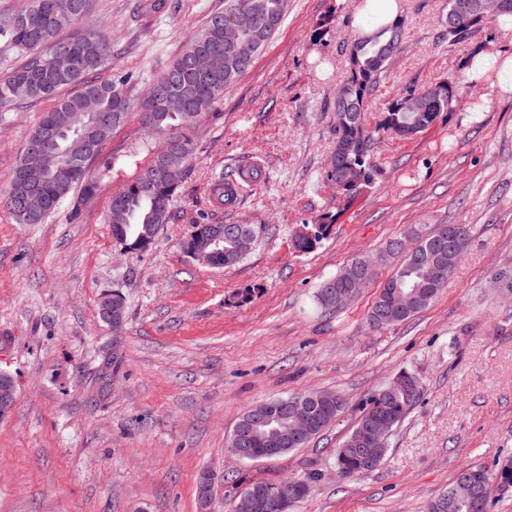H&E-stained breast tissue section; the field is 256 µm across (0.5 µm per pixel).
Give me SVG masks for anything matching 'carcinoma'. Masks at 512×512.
<instances>
[{
	"mask_svg": "<svg viewBox=\"0 0 512 512\" xmlns=\"http://www.w3.org/2000/svg\"><path fill=\"white\" fill-rule=\"evenodd\" d=\"M478 0H448L445 26L453 41L468 39L475 31L493 22L495 17L481 15ZM245 7L259 17L254 30H239L232 16ZM288 0H224V10L209 15L204 25L191 35L172 64L151 81L141 99L134 103L129 95L131 79L126 72L109 78L101 76L112 59V42L97 29L85 25L91 16V0H27L16 12L0 14V42L25 58L21 65L8 67L0 79V112L18 106L47 102L49 108L30 131L12 173L9 190L0 196V207L19 224H42L73 191L80 198L93 197L99 187L91 173V162L102 153L112 133L136 112L146 131L165 135L163 148L132 181L124 184L109 202L118 207L124 219L112 227V237L133 254H144L153 246L161 228L175 218L173 197L193 161V144L185 130L193 127L223 100L224 90L236 83L250 68L239 59V48L253 45L254 53L266 47L280 29ZM71 30L67 37L61 36ZM219 48L224 52V69L204 73L195 69L201 52ZM402 49V22L396 18L379 29L352 41L350 75L336 89V140L326 169L327 180L340 187V193L352 200L374 176L371 162L373 141L382 133L411 138L426 130L443 112L453 110L448 89L461 94V78L451 76L420 90H409L384 111L373 128L363 119L364 107L379 85L389 61ZM57 131L56 143L44 147L47 156L36 162L31 152L40 146L49 129ZM39 192L46 208L32 212L25 203L26 191ZM198 229L181 244L186 254L196 252L195 261L211 268H223L240 262L251 250L255 230L249 224H224L207 219L193 221ZM326 224L314 225L311 233L300 234L295 248L306 253L324 235ZM469 240V231L458 224H437L424 233L410 228L391 238L379 255L352 260L335 276L324 281L315 298L323 310H336V290L345 287L351 276L365 264L388 258L400 259L399 265L381 286L367 314L368 324L377 329L397 325L423 312L448 284V277L461 260ZM413 292L417 302L403 310L392 308L396 290ZM423 393L420 379L403 370L389 384L373 392L362 404L351 431L336 448V470L346 478L362 476L383 461L388 446L376 458L365 459L358 451L368 428L381 421L397 427ZM321 403L309 405L319 421L308 438L325 429L324 419L338 416L344 404L336 395L320 393ZM298 394L279 396L260 402L267 413L268 425L253 438L250 462L284 455L304 444L290 442L294 421L283 409V402ZM489 472L482 466L462 469L448 492L428 506V512H470L467 501L472 487L467 475ZM320 475L286 478L298 483V497L280 509L263 512H292L296 503L311 492ZM215 495V479L208 472L199 474L197 500Z\"/></svg>",
	"mask_w": 512,
	"mask_h": 512,
	"instance_id": "carcinoma-1",
	"label": "carcinoma"
}]
</instances>
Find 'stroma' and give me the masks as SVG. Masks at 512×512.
<instances>
[{"mask_svg":"<svg viewBox=\"0 0 512 512\" xmlns=\"http://www.w3.org/2000/svg\"><path fill=\"white\" fill-rule=\"evenodd\" d=\"M95 0L99 31L120 50L107 71H129L131 98L165 71L186 37L224 0ZM363 0H289L288 14L252 68L188 132L195 159L174 197L176 217L144 254L112 237L113 192L159 142L131 116L92 168L97 195L67 200L43 224L0 209V369L16 402L0 416V512H197L201 471L218 479L215 512H232L231 479L321 478L294 512H425L466 466L512 458V29L492 24L452 41L446 0H397L401 51L366 106L376 125L409 89L451 74L465 87L453 112L419 135L377 139L374 181L353 202L326 180L336 139V86L349 74ZM496 64L467 75L473 55ZM42 103L0 114V194ZM252 166L230 207L207 187ZM250 224L259 233L238 264L213 269L181 248L190 221ZM329 229L306 253L298 233ZM466 224L468 247L427 310L384 329L367 311L394 261L343 308L321 312L320 284L410 228ZM127 302L120 329L100 320L102 294ZM251 298L234 304L236 294ZM117 347L122 367L105 387L94 349ZM424 392L373 472L336 473V449L365 399L400 370ZM331 391L346 408L307 447L239 463L228 438L266 399Z\"/></svg>","mask_w":512,"mask_h":512,"instance_id":"stroma-1","label":"stroma"}]
</instances>
